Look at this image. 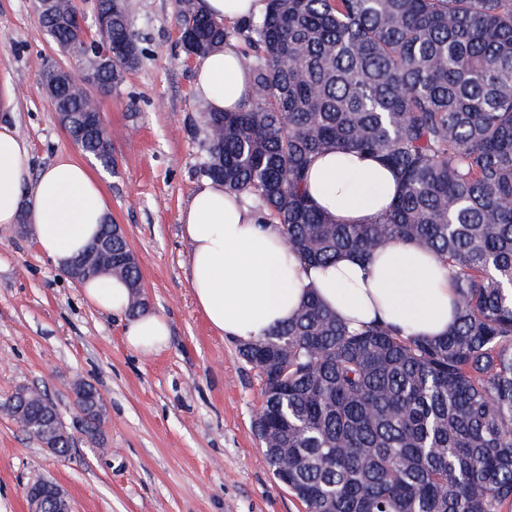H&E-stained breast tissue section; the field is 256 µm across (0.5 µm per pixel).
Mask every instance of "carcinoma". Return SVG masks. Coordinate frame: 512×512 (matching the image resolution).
<instances>
[{
  "label": "carcinoma",
  "mask_w": 512,
  "mask_h": 512,
  "mask_svg": "<svg viewBox=\"0 0 512 512\" xmlns=\"http://www.w3.org/2000/svg\"><path fill=\"white\" fill-rule=\"evenodd\" d=\"M198 57L230 41L224 23L176 0ZM107 25L91 39L60 19L81 0L38 16L68 56L129 42L94 78L69 73L61 112H91L90 88L110 93L143 49L137 0H94ZM253 93L238 112H203L199 173L258 200L309 265L400 242L433 253L453 276L455 328L439 340L379 324L352 331L309 297L288 323L238 346L258 369L255 428L274 476L306 512H502L512 502V0H269L237 29ZM106 129L83 152L108 168ZM343 146L397 174L396 200L376 224H334L305 191L313 156ZM145 309L138 262L99 269ZM27 430L60 420L40 390L4 403ZM66 457L68 433L40 436Z\"/></svg>",
  "instance_id": "obj_1"
}]
</instances>
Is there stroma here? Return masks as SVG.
<instances>
[{
    "label": "stroma",
    "instance_id": "35a3bbf8",
    "mask_svg": "<svg viewBox=\"0 0 512 512\" xmlns=\"http://www.w3.org/2000/svg\"><path fill=\"white\" fill-rule=\"evenodd\" d=\"M143 55L111 95H96L112 166L92 163L140 269L150 310L171 334L160 353L127 347L121 320L40 251L27 222L0 225V404L20 386L47 391L73 436L68 459L46 451L0 408V512H28L25 487L60 485L73 512H304L263 459L254 428L260 374L195 305L179 214L204 160L192 132L204 110L179 43L175 0H137ZM73 67L42 30L32 0H0V120L30 146L39 173L84 160L52 111L40 64ZM105 397L106 452L81 431L75 382Z\"/></svg>",
    "mask_w": 512,
    "mask_h": 512
}]
</instances>
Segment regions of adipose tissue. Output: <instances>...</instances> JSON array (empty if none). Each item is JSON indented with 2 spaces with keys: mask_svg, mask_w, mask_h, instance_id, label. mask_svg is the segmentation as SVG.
Wrapping results in <instances>:
<instances>
[{
  "mask_svg": "<svg viewBox=\"0 0 512 512\" xmlns=\"http://www.w3.org/2000/svg\"><path fill=\"white\" fill-rule=\"evenodd\" d=\"M202 12L229 25L262 19L268 0H198ZM193 92L211 112L238 111L253 89L252 74L233 46L198 58ZM30 147L0 123V224L31 222L41 252L66 268L107 223L109 205L84 163L62 158L32 174ZM306 191L337 224H375L398 193L396 174L380 157L338 147L312 162ZM190 245L189 284L196 306L221 336L247 343L296 316L315 295L353 328L376 323L428 340L456 324V288L447 268L412 242L386 246L369 258L344 252L324 267L303 264L250 197L222 183L196 184L179 215ZM87 301L123 321L126 345L142 354L162 351L170 325L146 312L129 317L125 281L91 279Z\"/></svg>",
  "mask_w": 512,
  "mask_h": 512,
  "instance_id": "1",
  "label": "adipose tissue"
}]
</instances>
